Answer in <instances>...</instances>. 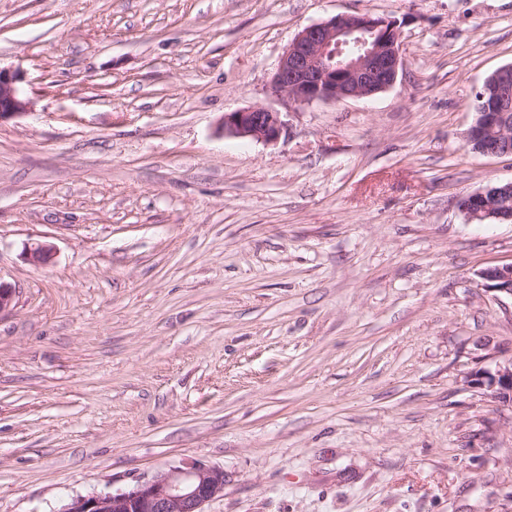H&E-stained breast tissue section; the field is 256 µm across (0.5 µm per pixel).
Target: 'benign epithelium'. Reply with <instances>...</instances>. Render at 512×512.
<instances>
[{
    "label": "benign epithelium",
    "instance_id": "benign-epithelium-1",
    "mask_svg": "<svg viewBox=\"0 0 512 512\" xmlns=\"http://www.w3.org/2000/svg\"><path fill=\"white\" fill-rule=\"evenodd\" d=\"M402 66L396 20L339 14L305 27L294 37L280 59L273 86L298 105L368 98L390 87ZM494 78L500 98L486 105L482 122L471 126L468 140L480 143L486 130L499 128L496 143L484 152L512 156L507 113L500 111L512 91V68H503ZM29 110L16 73L0 68V120ZM285 128L281 113L263 107L226 112L221 125L226 137L266 144L277 142ZM511 192L512 181L491 186L463 198L460 208L470 220L512 222V209L493 202ZM53 254L51 245L41 243L30 249L28 260L46 265ZM479 276L487 291L512 298V263L487 267ZM471 377L494 401L512 404V358L480 368ZM222 492L223 468L191 462L141 478L125 490L74 497L55 512H204V505Z\"/></svg>",
    "mask_w": 512,
    "mask_h": 512
}]
</instances>
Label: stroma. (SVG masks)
<instances>
[{
	"mask_svg": "<svg viewBox=\"0 0 512 512\" xmlns=\"http://www.w3.org/2000/svg\"><path fill=\"white\" fill-rule=\"evenodd\" d=\"M395 19L372 97L274 90L304 27ZM512 65V0H0V512H53L192 461L204 512H512V181L467 144ZM282 114L277 143L225 113ZM50 243L45 266L26 259ZM29 110L30 102L17 86L16 73L0 68V121ZM281 113L252 107L225 113L221 130L226 137L247 139L266 144L277 142L285 131ZM510 192L512 181L491 186L463 198L460 208L470 220L484 222L489 219L499 223H512V209L495 204L492 200H497L501 195L507 196ZM479 276L487 291L512 300V263L487 267L480 271ZM471 381L489 392L495 402L512 404V358L496 362L493 368H480L471 374Z\"/></svg>",
	"mask_w": 512,
	"mask_h": 512,
	"instance_id": "stroma-1",
	"label": "stroma"
}]
</instances>
